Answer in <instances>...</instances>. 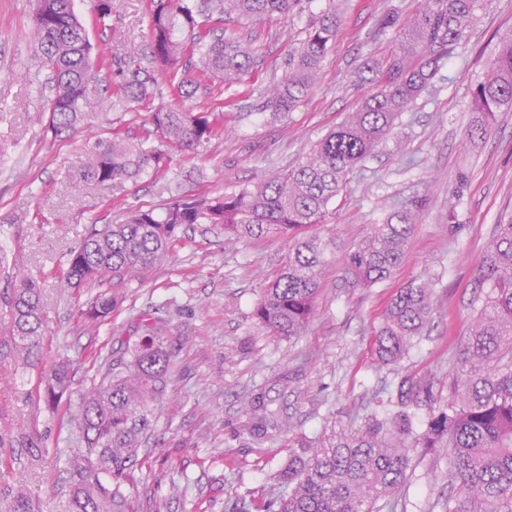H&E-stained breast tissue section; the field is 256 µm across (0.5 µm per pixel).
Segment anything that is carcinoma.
<instances>
[{
  "mask_svg": "<svg viewBox=\"0 0 512 512\" xmlns=\"http://www.w3.org/2000/svg\"><path fill=\"white\" fill-rule=\"evenodd\" d=\"M479 0H428L409 26L397 14L382 17V29L395 31L397 46L384 61L368 57L358 77L373 86L357 111L324 136L286 173L252 189L193 200L172 199L160 213L131 212L121 224L91 227L71 252L62 277L74 288L87 281L126 277L162 264L190 224L221 226L235 238L273 233L292 236L288 259L255 306L253 318L279 336L303 333L312 314L329 242L301 235L320 224L329 203L342 190L345 176L368 158L392 131L396 120L428 87L441 64L466 40ZM301 0H148V69H119L101 83L100 72L112 63L95 51L74 10V0H35L34 66L52 74L48 100L50 128L62 133L98 114L104 104L135 112L154 102L163 83L185 101L198 88L224 94L254 67V56L224 33V17H286ZM336 7L312 17L285 60V77L264 108L273 115L292 111L314 84L324 56L336 40ZM483 117L467 132L484 139L495 112L512 109V34L501 38L490 61V74L474 91ZM150 121L160 142L146 147L120 133L87 149L78 170L81 182L120 183L166 169L173 150H194L223 130L220 114L206 107L159 105ZM410 215L398 211L376 224L345 259L346 283L372 287L400 262L412 235ZM481 288L476 316L448 371V398L427 378L402 376L390 402L395 411L376 416L353 432L331 427L312 442L297 445L276 475L284 492L268 504L236 503L238 512H376L407 482L410 451L428 448L448 460V512H512V218L497 224L477 269ZM13 331L18 349L29 355L41 335L44 314L37 281L13 290ZM118 298L100 295L82 315L91 322L110 316ZM431 313L427 283L400 289L375 336L379 359L390 364L404 356L421 335ZM171 353L164 326L144 324V336L103 359L99 379L68 410L74 426L73 448L59 454L70 485L60 512H129L128 481L138 465L143 439L152 429V403L164 392ZM44 402L58 408L69 386L66 362L39 379ZM0 512H39L33 494L19 489Z\"/></svg>",
  "mask_w": 512,
  "mask_h": 512,
  "instance_id": "1",
  "label": "carcinoma"
}]
</instances>
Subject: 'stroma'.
Masks as SVG:
<instances>
[{
  "mask_svg": "<svg viewBox=\"0 0 512 512\" xmlns=\"http://www.w3.org/2000/svg\"><path fill=\"white\" fill-rule=\"evenodd\" d=\"M426 4L349 0L314 86L280 117L260 106L284 77V60L309 17L328 8V0H308L304 13L290 19L225 21L226 34L253 48L256 66L219 98L202 89L195 96L223 113V134L174 155L163 174L79 184L74 175L87 145L115 128L150 138L149 111L107 110L94 123L52 132L44 108L49 75L32 65L31 2L0 0V238L6 242L0 254V500L23 473L40 512H53L68 484L66 473L54 470L53 455L66 450L73 428L42 401L37 377L68 359L65 397L78 403L97 373V357L142 336L145 313L165 320L173 367L153 404L155 427L134 473L132 512H230L236 500L274 497L271 476L300 437L335 422L355 430L370 414L388 412L383 387L395 378L425 376L446 384L473 318L476 270L495 224L512 215V110L497 112L483 142L466 137L477 117L473 92L489 72L500 37L512 31V0H484L468 39L373 155L348 174L325 223L309 227V234L334 246L303 335L283 338L252 317L286 260L284 235L235 239L197 224L182 230L163 264L119 285L106 280L64 289L59 283L89 225L121 223L129 211L159 208L175 196L251 188L294 166L370 93L357 79L359 67L366 57L386 58L395 47L393 32L379 28L381 15L398 12L406 25ZM74 8L113 66L133 57L147 60V0H112L104 28L93 20L92 0H74ZM454 193L459 199L452 207L448 197ZM401 210L413 215L401 262L375 287H345L346 255L371 225ZM26 277L38 281L46 314L45 333L27 368L18 363L8 302ZM413 282L430 285V320L408 354L383 364L375 333L390 300ZM111 291L120 298L111 318L97 327L86 324L82 311ZM258 396L288 422L287 429L260 440L244 429ZM28 436L50 451L41 466L12 455ZM410 456L408 481L382 512H447L446 463L418 449Z\"/></svg>",
  "mask_w": 512,
  "mask_h": 512,
  "instance_id": "stroma-1",
  "label": "stroma"
}]
</instances>
